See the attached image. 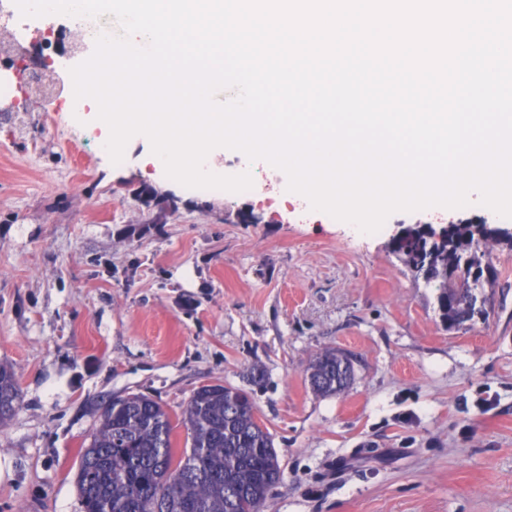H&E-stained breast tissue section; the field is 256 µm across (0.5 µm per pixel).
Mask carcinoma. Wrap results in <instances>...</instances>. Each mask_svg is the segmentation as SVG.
Wrapping results in <instances>:
<instances>
[{"mask_svg": "<svg viewBox=\"0 0 512 512\" xmlns=\"http://www.w3.org/2000/svg\"><path fill=\"white\" fill-rule=\"evenodd\" d=\"M499 229L450 224L439 239L405 229L392 253L414 281L437 290L440 319L448 327L473 321L472 301L489 297L499 273L487 244ZM343 353L326 349L308 367L311 390L345 392L352 372ZM14 371L0 364V425L19 404ZM179 425L188 447L177 451L175 428L164 405L143 394L112 400L81 449L76 484L84 512H265L282 475L272 434L259 420L253 396L221 383L191 394Z\"/></svg>", "mask_w": 512, "mask_h": 512, "instance_id": "obj_1", "label": "carcinoma"}]
</instances>
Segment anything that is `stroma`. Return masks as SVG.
I'll return each mask as SVG.
<instances>
[{
	"label": "stroma",
	"instance_id": "1",
	"mask_svg": "<svg viewBox=\"0 0 512 512\" xmlns=\"http://www.w3.org/2000/svg\"><path fill=\"white\" fill-rule=\"evenodd\" d=\"M60 79L92 46L60 16ZM0 363L21 401L0 426V512H83L75 478L100 407L141 393L179 419L191 393L250 389L282 477L266 512H512V248L493 251L487 320L445 329L437 291L391 251L404 227L512 230L470 204L397 212L374 234L283 208L269 163L249 193L189 189L92 148L90 113L0 72ZM253 211L259 224H242ZM354 382L315 395L320 351Z\"/></svg>",
	"mask_w": 512,
	"mask_h": 512
}]
</instances>
